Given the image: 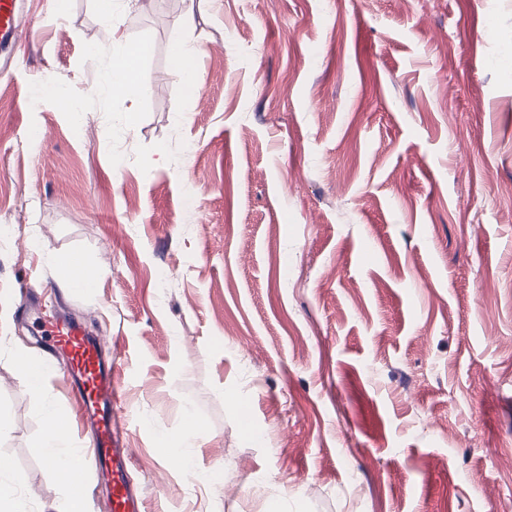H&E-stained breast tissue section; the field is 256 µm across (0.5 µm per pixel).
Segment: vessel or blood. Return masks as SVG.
<instances>
[{
	"mask_svg": "<svg viewBox=\"0 0 512 512\" xmlns=\"http://www.w3.org/2000/svg\"><path fill=\"white\" fill-rule=\"evenodd\" d=\"M20 0H0V48L21 37ZM34 323L56 364L73 380L79 409L88 416L94 433L93 463L105 478L112 512H145V499L133 482V451L122 441V379L117 362L105 361L101 344L87 325L66 313L43 316L33 309Z\"/></svg>",
	"mask_w": 512,
	"mask_h": 512,
	"instance_id": "1",
	"label": "vessel or blood"
}]
</instances>
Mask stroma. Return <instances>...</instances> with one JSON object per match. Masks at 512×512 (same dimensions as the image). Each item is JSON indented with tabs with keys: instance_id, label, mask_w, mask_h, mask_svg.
I'll return each mask as SVG.
<instances>
[{
	"instance_id": "obj_1",
	"label": "stroma",
	"mask_w": 512,
	"mask_h": 512,
	"mask_svg": "<svg viewBox=\"0 0 512 512\" xmlns=\"http://www.w3.org/2000/svg\"><path fill=\"white\" fill-rule=\"evenodd\" d=\"M28 3L0 73V456L31 512L64 494L9 362L46 355L34 269L121 344L148 512H506L512 0H121L108 22L97 0ZM186 39L193 91L170 72ZM128 41L153 46L142 93L96 97ZM43 80L87 134L34 102ZM76 253L92 290L53 261ZM47 389L86 447L66 376ZM186 406L208 483L159 443Z\"/></svg>"
}]
</instances>
